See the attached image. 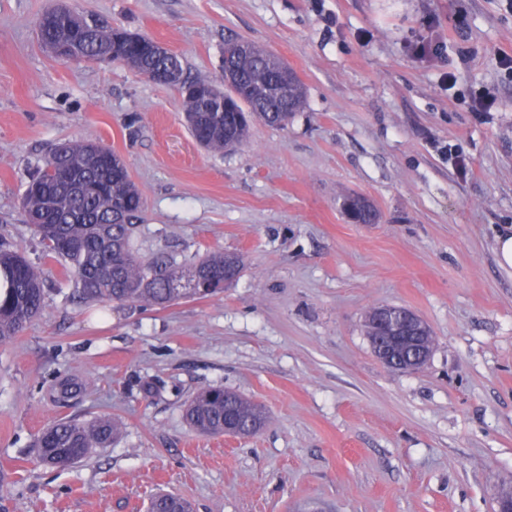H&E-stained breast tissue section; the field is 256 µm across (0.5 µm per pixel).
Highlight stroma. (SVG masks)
Returning a JSON list of instances; mask_svg holds the SVG:
<instances>
[{
  "label": "stroma",
  "mask_w": 512,
  "mask_h": 512,
  "mask_svg": "<svg viewBox=\"0 0 512 512\" xmlns=\"http://www.w3.org/2000/svg\"><path fill=\"white\" fill-rule=\"evenodd\" d=\"M66 1L151 37L190 77L219 75L228 40L264 45L307 104L211 154L175 88L42 48L37 22L59 0H0V243L45 271L42 315L0 345V512H146L160 491L193 512H497L512 485V271L494 255L512 226V77L499 65L512 7ZM479 93L493 103L480 116ZM74 139L125 161L145 201L139 253L186 266L239 252V277L166 307L82 302L21 207L29 173ZM352 193L379 223L346 217ZM381 305L431 327L422 368L373 353L365 317ZM65 375L85 380L79 403L50 398ZM210 386L262 405L268 426L247 438L190 429L185 405ZM104 415L124 423L111 447L64 469L35 456L53 421Z\"/></svg>",
  "instance_id": "stroma-1"
}]
</instances>
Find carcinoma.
Returning <instances> with one entry per match:
<instances>
[{
	"instance_id": "1",
	"label": "carcinoma",
	"mask_w": 512,
	"mask_h": 512,
	"mask_svg": "<svg viewBox=\"0 0 512 512\" xmlns=\"http://www.w3.org/2000/svg\"><path fill=\"white\" fill-rule=\"evenodd\" d=\"M117 29L97 21L74 27L63 18L39 19L41 42L48 46L61 39L79 43L89 60L112 53V61L134 73L164 84L166 72L182 68L179 58L158 51L149 37L132 34L135 41L120 46L113 42ZM285 63L264 46L249 43L244 52L229 42L224 47L222 73L182 78L193 89L182 94L189 130L207 151L222 154L241 145L250 127L261 122L283 127L306 102L305 88L294 72L279 83ZM224 98V111L211 110L212 101ZM346 210L363 224L378 220L370 201L347 198ZM22 208L33 226L45 255L64 261L73 274L78 297L86 302L137 303L165 306L181 299L207 298L223 291L224 276L237 277L242 259L235 253L210 252L183 270L163 255L142 256L133 246L144 200L132 182L128 168L112 150L90 141H67L46 157L28 181ZM44 303V271L21 252L0 245V344L10 342L41 315ZM435 336L428 331L414 349L397 355L402 368L420 366L419 355H431ZM85 381L66 376L56 381L50 395L59 403L78 402ZM231 416L241 435L251 436L266 424L255 403L222 387L196 393L186 404L189 425L201 434L224 433V417ZM122 432V422L110 416L90 421L60 419L35 440L37 457L44 463L69 467L97 448H107ZM149 507L157 512H190L188 503L175 494L154 497Z\"/></svg>"
}]
</instances>
